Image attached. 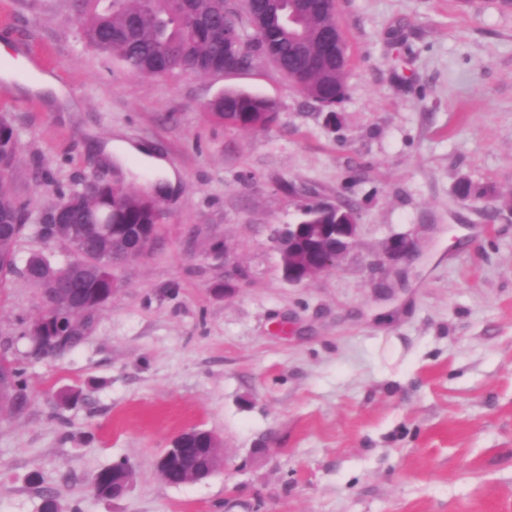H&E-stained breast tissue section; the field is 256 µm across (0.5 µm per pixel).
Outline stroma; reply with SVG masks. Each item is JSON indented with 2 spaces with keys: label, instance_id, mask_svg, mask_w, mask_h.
<instances>
[{
  "label": "stroma",
  "instance_id": "stroma-1",
  "mask_svg": "<svg viewBox=\"0 0 512 512\" xmlns=\"http://www.w3.org/2000/svg\"><path fill=\"white\" fill-rule=\"evenodd\" d=\"M336 17L333 120L270 64L140 77L83 45L66 0H0V67L52 74L76 105L0 82L20 141L6 187L30 214L0 289L29 393L0 419V512H41L48 492L60 512H512V212L455 194L468 180L512 196V10L336 0ZM227 90L273 101L276 121L225 126L208 105ZM119 175L165 184L159 243L119 271L78 347L29 358L17 327L41 295L20 270L72 258L39 217ZM312 202L350 204L359 234L293 285L272 236ZM397 239L410 258H388ZM218 244L246 273L228 296ZM193 427L224 466L169 485L156 460ZM122 459L130 489L96 496L92 477Z\"/></svg>",
  "mask_w": 512,
  "mask_h": 512
}]
</instances>
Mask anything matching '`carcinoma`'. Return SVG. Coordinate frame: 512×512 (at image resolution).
<instances>
[{
  "mask_svg": "<svg viewBox=\"0 0 512 512\" xmlns=\"http://www.w3.org/2000/svg\"><path fill=\"white\" fill-rule=\"evenodd\" d=\"M294 2L302 17L299 37L288 36V2ZM69 12L78 15L80 38L89 48L105 54L130 73L143 77H164L178 72L214 74L224 67V11L227 0H67ZM238 7L247 17L243 36L247 61L257 59L272 64L283 76L288 70L307 73L301 93L321 107L333 110L346 94L343 81L345 65L325 61L320 33L336 13L332 0H240ZM211 114L225 125L249 128L256 122L268 127L276 120V105L263 97L228 90L210 105ZM19 148L11 119L0 114V167L14 166ZM70 211V223L88 224L90 217L115 227L151 224L159 229L165 220L158 199L116 181L112 184L90 180L80 188L61 192ZM29 221L26 206L8 193L0 183V225L11 229L4 236L0 228V286L14 273V254ZM98 248L112 256V265L104 271L92 269L83 286L93 287L105 277L116 280L117 273L134 256L130 233L121 241L97 238ZM59 269L42 255L30 258L24 277L38 288L54 287L53 275ZM95 315L78 320L62 342L50 344L31 341L29 355L60 357L78 345ZM0 417L22 412L28 403V384L24 368L7 354L0 355ZM110 465L92 479L96 495L112 497Z\"/></svg>",
  "mask_w": 512,
  "mask_h": 512,
  "instance_id": "cac0c4a2",
  "label": "carcinoma"
}]
</instances>
